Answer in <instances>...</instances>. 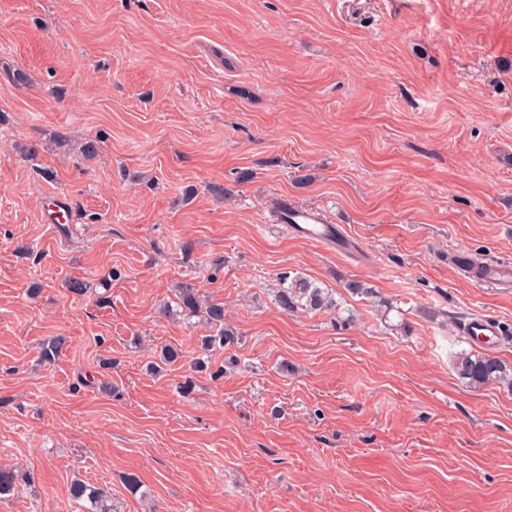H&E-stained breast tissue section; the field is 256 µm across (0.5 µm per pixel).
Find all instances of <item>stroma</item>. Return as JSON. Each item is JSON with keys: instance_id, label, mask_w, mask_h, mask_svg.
<instances>
[{"instance_id": "stroma-1", "label": "stroma", "mask_w": 512, "mask_h": 512, "mask_svg": "<svg viewBox=\"0 0 512 512\" xmlns=\"http://www.w3.org/2000/svg\"><path fill=\"white\" fill-rule=\"evenodd\" d=\"M473 256L512 259V0H0V512H83L76 479L118 512H512V387L453 368L478 316L512 365ZM298 278L335 309L284 312ZM276 212L283 224H291V228L301 233L307 241L325 245L338 243L340 239L337 228L328 221L325 215L314 207H298L279 200ZM176 303L177 306L185 311V314L189 317L199 315L202 308H204L207 323L214 327H219L217 330V336H205L203 339L206 347H210L217 342L218 344L224 345L234 340V332L231 329L224 327L223 305L211 304L203 307L198 291L194 285L186 283L180 286ZM462 332L478 345L485 344L501 335L499 325L489 318L463 323Z\"/></svg>"}]
</instances>
